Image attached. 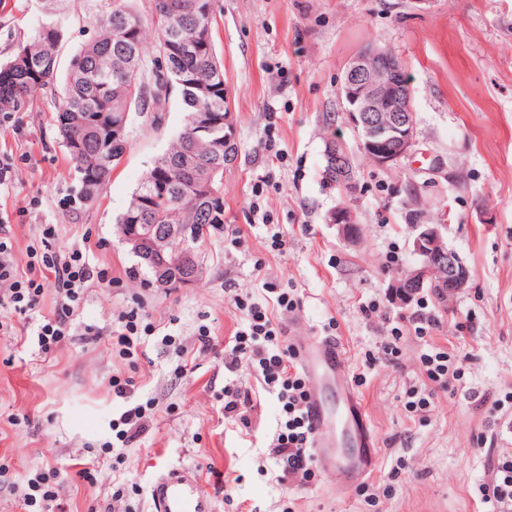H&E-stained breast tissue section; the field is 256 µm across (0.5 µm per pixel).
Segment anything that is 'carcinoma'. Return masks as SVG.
<instances>
[{"label": "carcinoma", "instance_id": "obj_1", "mask_svg": "<svg viewBox=\"0 0 512 512\" xmlns=\"http://www.w3.org/2000/svg\"><path fill=\"white\" fill-rule=\"evenodd\" d=\"M70 0H44L41 18L0 62V112L32 109L41 92L55 85L61 65ZM133 0H96V38L70 56L55 109L59 142L74 163L79 198L94 203L112 180L129 139H112V125L130 123L132 112H160L169 91L177 92L186 114L183 129L152 160L133 190L119 224H199L188 247L200 251L224 223V201L200 196L180 171L183 159L198 160V171L224 164V126L198 137L194 117L219 118L227 111L224 66L212 37L210 0H151V18ZM156 43L167 71L158 79L147 58V39Z\"/></svg>", "mask_w": 512, "mask_h": 512}]
</instances>
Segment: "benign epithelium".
Segmentation results:
<instances>
[{
    "label": "benign epithelium",
    "mask_w": 512,
    "mask_h": 512,
    "mask_svg": "<svg viewBox=\"0 0 512 512\" xmlns=\"http://www.w3.org/2000/svg\"><path fill=\"white\" fill-rule=\"evenodd\" d=\"M347 124L356 134L357 148L378 168H391L417 144V121L412 106L411 82L401 57L391 48L369 44L349 62L340 86ZM329 164L345 183L354 187L353 158L341 140L327 150ZM400 204L413 230L411 251L417 262L401 270L389 283V297L407 306L425 290L446 300L468 286L470 273L459 255L448 248L444 225L432 222L427 204L415 186L406 188ZM328 223L354 241L359 230L349 203H339ZM122 240L150 269L158 286L178 281L192 286L201 273L198 256L187 247L194 224L118 225Z\"/></svg>",
    "instance_id": "1"
}]
</instances>
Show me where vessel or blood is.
<instances>
[{
  "mask_svg": "<svg viewBox=\"0 0 512 512\" xmlns=\"http://www.w3.org/2000/svg\"><path fill=\"white\" fill-rule=\"evenodd\" d=\"M309 380V416L317 465L336 478L352 479L373 466L375 439L363 403L344 378L345 356L329 338L311 336L296 349ZM152 512H216L198 472L170 469L150 487Z\"/></svg>",
  "mask_w": 512,
  "mask_h": 512,
  "instance_id": "1",
  "label": "vessel or blood"
}]
</instances>
